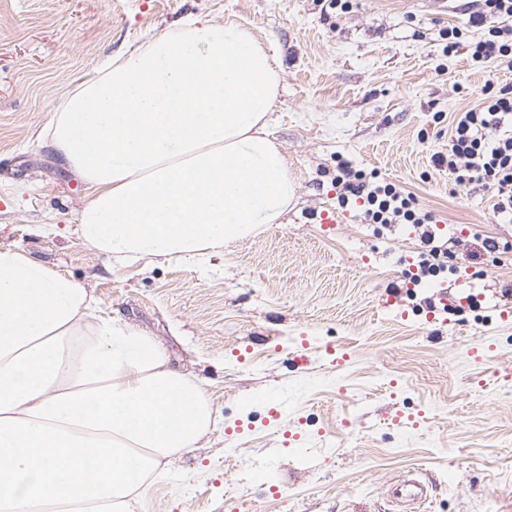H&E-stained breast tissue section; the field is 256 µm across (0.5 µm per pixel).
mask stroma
Listing matches in <instances>:
<instances>
[{"instance_id": "obj_1", "label": "stroma", "mask_w": 512, "mask_h": 512, "mask_svg": "<svg viewBox=\"0 0 512 512\" xmlns=\"http://www.w3.org/2000/svg\"><path fill=\"white\" fill-rule=\"evenodd\" d=\"M468 0H0V246L87 288L206 382L222 422L173 460L136 512H512V245L491 190L432 163L457 113L512 71L447 51ZM201 16L233 20L281 65L267 131L296 186L281 223L225 244L207 264L114 263L86 248V184L45 143L50 109L133 45ZM377 171L451 237L455 272L406 290L413 227L364 223L337 202L336 164ZM335 215L324 224L321 213ZM482 346V360L471 350ZM253 473L227 482L242 465ZM415 475L411 473L392 486V497L402 506L414 505L426 498V487Z\"/></svg>"}]
</instances>
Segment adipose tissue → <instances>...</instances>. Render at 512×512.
I'll return each instance as SVG.
<instances>
[{"instance_id": "ef3b65f1", "label": "adipose tissue", "mask_w": 512, "mask_h": 512, "mask_svg": "<svg viewBox=\"0 0 512 512\" xmlns=\"http://www.w3.org/2000/svg\"><path fill=\"white\" fill-rule=\"evenodd\" d=\"M280 65L238 24L144 39L53 105L50 146L87 184L88 248L200 261L294 202L266 130ZM218 427L201 379L77 282L0 248V512H135Z\"/></svg>"}]
</instances>
